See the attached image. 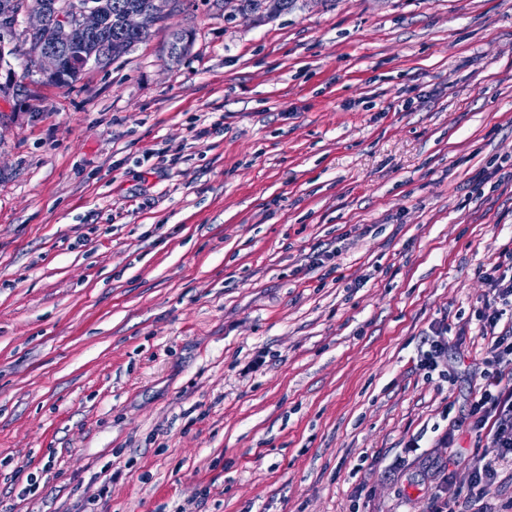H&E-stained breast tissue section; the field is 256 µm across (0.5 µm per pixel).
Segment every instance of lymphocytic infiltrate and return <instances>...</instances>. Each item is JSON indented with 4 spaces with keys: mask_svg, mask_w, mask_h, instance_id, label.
<instances>
[{
    "mask_svg": "<svg viewBox=\"0 0 512 512\" xmlns=\"http://www.w3.org/2000/svg\"><path fill=\"white\" fill-rule=\"evenodd\" d=\"M489 288L485 306L478 314V332L486 340L482 368L470 376L472 400L462 415L448 425L443 438L450 450H458V436L468 433L489 440L496 448L495 459H472L468 491L437 489L427 512H498L488 502L495 484L497 462H512V389H504L492 372L494 364L512 355V250L500 252L486 271Z\"/></svg>",
    "mask_w": 512,
    "mask_h": 512,
    "instance_id": "lymphocytic-infiltrate-1",
    "label": "lymphocytic infiltrate"
}]
</instances>
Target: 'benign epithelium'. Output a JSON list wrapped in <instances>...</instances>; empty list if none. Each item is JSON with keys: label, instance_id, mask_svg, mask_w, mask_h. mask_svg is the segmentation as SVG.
<instances>
[{"label": "benign epithelium", "instance_id": "7a95c632", "mask_svg": "<svg viewBox=\"0 0 512 512\" xmlns=\"http://www.w3.org/2000/svg\"><path fill=\"white\" fill-rule=\"evenodd\" d=\"M173 6V0H151L147 7L126 11L121 19L122 26L131 34L147 33L171 14ZM9 8L16 17H28L27 32L39 38L35 63L39 73L46 79L60 76L68 49L96 35L103 27L105 18L102 4L92 0H67L64 4L53 0L45 8H32L26 0H12ZM126 49L125 41L114 40L101 52L89 54L87 60L91 64L100 65L104 58L119 56Z\"/></svg>", "mask_w": 512, "mask_h": 512}]
</instances>
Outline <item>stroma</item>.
Instances as JSON below:
<instances>
[{
    "mask_svg": "<svg viewBox=\"0 0 512 512\" xmlns=\"http://www.w3.org/2000/svg\"><path fill=\"white\" fill-rule=\"evenodd\" d=\"M179 2L70 88L5 36L0 512H425L470 481L425 339L474 369L512 249V0ZM236 1L234 10L242 12H260L264 10L267 16H274L283 12H288L293 7L294 0H226L224 2L231 3ZM261 1H270L268 5L261 9ZM432 335L426 338V344L429 345L428 358L435 367L438 366V358L444 357L445 351L448 350V326H439L433 328Z\"/></svg>",
    "mask_w": 512,
    "mask_h": 512,
    "instance_id": "1",
    "label": "stroma"
}]
</instances>
